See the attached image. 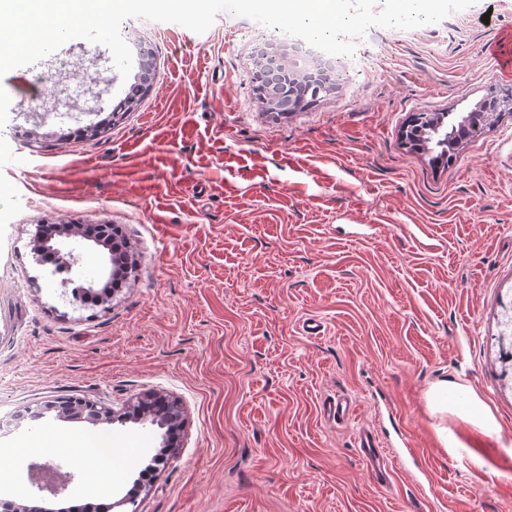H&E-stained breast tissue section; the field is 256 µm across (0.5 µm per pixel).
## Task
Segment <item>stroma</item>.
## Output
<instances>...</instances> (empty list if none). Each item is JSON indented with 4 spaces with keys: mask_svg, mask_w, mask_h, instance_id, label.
Returning <instances> with one entry per match:
<instances>
[{
    "mask_svg": "<svg viewBox=\"0 0 512 512\" xmlns=\"http://www.w3.org/2000/svg\"><path fill=\"white\" fill-rule=\"evenodd\" d=\"M129 24L156 78L120 122L110 111L130 83L105 45L71 42L24 79L0 77V491L88 498L76 448L61 455L73 488L27 481L31 447L74 433L115 460L103 512L126 495L137 512H512V390L495 343L512 301V114L450 165L402 139L413 113L470 111L500 83L488 48L512 28V0L370 29L362 63L341 57L335 90L288 114L252 92V20L220 13L206 40ZM20 95L39 112L15 108ZM102 222L136 266L109 306L72 304L30 238ZM310 317L323 335L302 332ZM445 379L459 398L441 418L425 393ZM150 391L180 399L186 425L144 482L160 429L24 416L60 396L120 412ZM342 394L357 414L339 424L321 409ZM475 398L493 431L459 417ZM395 420L418 463L386 488L354 429L390 438Z\"/></svg>",
    "mask_w": 512,
    "mask_h": 512,
    "instance_id": "obj_1",
    "label": "stroma"
}]
</instances>
